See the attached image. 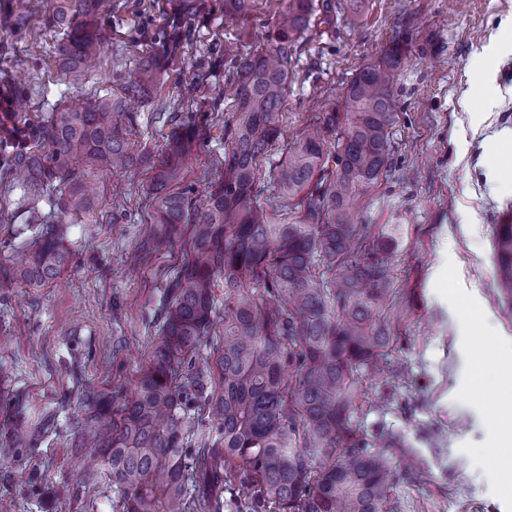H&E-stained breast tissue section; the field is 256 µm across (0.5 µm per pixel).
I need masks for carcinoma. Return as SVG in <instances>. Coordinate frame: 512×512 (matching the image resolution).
I'll return each mask as SVG.
<instances>
[{"label": "carcinoma", "instance_id": "obj_1", "mask_svg": "<svg viewBox=\"0 0 512 512\" xmlns=\"http://www.w3.org/2000/svg\"><path fill=\"white\" fill-rule=\"evenodd\" d=\"M252 0H224L238 16ZM316 0H286L266 44L242 52L229 43L231 123L224 125V172L202 204L173 191L182 181L193 129L177 125L154 167L149 195L165 241L181 224L191 237L166 279L160 341L136 379L120 421L90 414L95 460L120 512H224V494L251 492L241 512H388L391 475L367 450L357 425L363 393L357 376L399 374L387 310L394 298L385 254L397 239L356 224L354 201L392 163L396 120L393 70L401 49L386 51L352 77L343 113L325 112L285 145L269 169L258 159L281 138L279 110L298 39ZM112 0H56L48 24L63 31L65 75L78 79L108 42L100 18ZM155 56L141 61L123 95L62 107L40 122L42 150L21 141L0 158L26 194L56 187L65 215H95L104 189L90 170L134 168L145 161L122 129L129 101L159 92ZM89 169H79L77 162ZM66 225L48 224L31 248L0 267V288L42 287L69 262ZM497 286L512 301V223L496 225ZM224 284V343L214 365L193 360L210 336L213 288ZM206 408L200 447L187 448L186 408Z\"/></svg>", "mask_w": 512, "mask_h": 512}]
</instances>
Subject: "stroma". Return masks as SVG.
<instances>
[{"mask_svg":"<svg viewBox=\"0 0 512 512\" xmlns=\"http://www.w3.org/2000/svg\"><path fill=\"white\" fill-rule=\"evenodd\" d=\"M179 0H112L110 40L80 82L65 79L56 58L59 35L46 23L53 0H0V13L22 23L0 28V85L14 91L0 119V140L27 139L30 127L55 109L119 91L146 53L177 50L162 72L160 94L131 107L123 123L146 162L100 171L105 195L93 222L71 219V261L41 288H0V504L9 512H115L107 479L88 477L89 451L75 445L74 424L97 398L119 414L139 369L158 340L163 288L189 241L182 227L167 250L143 257L157 226L146 189L152 159L161 157L169 130H198L180 185L202 202L224 156L231 64L225 42L241 51L261 45L284 0H254L241 17L224 15V0H201L192 15ZM512 14V0H362L335 23L312 22L299 42L288 96L280 110L286 138L321 113L340 108L347 82L383 51L402 46L394 75L397 118L391 130L390 170L357 205L362 224H396L398 246L388 257L397 291L390 322V359L402 378L362 375L365 404L358 424L368 449L395 479V512H512L474 447L495 446L512 429V414L495 387L481 386L478 366L510 373L496 339L512 337V311L497 288L495 227L512 219V187L493 184L512 167L495 150L512 133V53L488 70L472 65ZM202 80L215 90L193 101L183 86ZM483 115L473 126L471 113ZM126 197L112 213V188ZM55 198L28 203L0 172V265L29 248L42 222L55 220ZM454 244L449 288H474L487 318L463 321V302L442 304L429 277L443 241ZM485 344L482 363L460 353V323ZM20 415L29 437L13 435Z\"/></svg>","mask_w":512,"mask_h":512,"instance_id":"stroma-1","label":"stroma"}]
</instances>
